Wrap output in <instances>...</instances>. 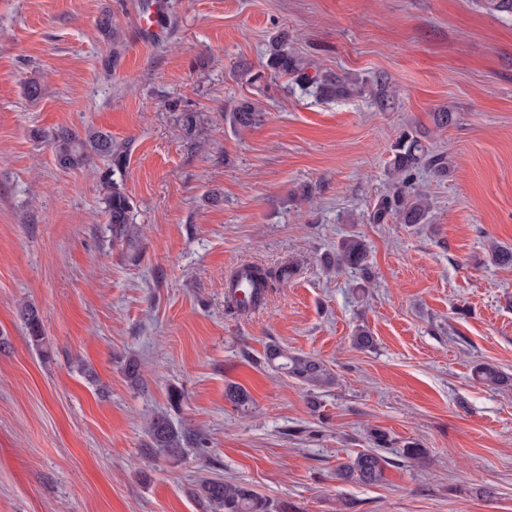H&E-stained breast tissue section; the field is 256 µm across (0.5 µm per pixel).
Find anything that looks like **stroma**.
I'll return each instance as SVG.
<instances>
[{
    "label": "stroma",
    "mask_w": 512,
    "mask_h": 512,
    "mask_svg": "<svg viewBox=\"0 0 512 512\" xmlns=\"http://www.w3.org/2000/svg\"><path fill=\"white\" fill-rule=\"evenodd\" d=\"M282 30L321 72L387 75L393 108L266 70ZM244 99L264 120L236 132L224 112ZM442 109L457 122L440 130ZM89 126L128 151L124 239L99 172L59 168L47 139ZM409 129L451 171L416 175L427 223H371ZM352 234L369 277L325 264ZM495 244L512 248L510 16L475 0H0V512H203V476L287 512H512V387L472 376L512 375V267ZM246 263L295 273L242 314L224 278ZM360 325L374 348L353 345ZM271 344L320 358L334 384L310 392L269 367ZM158 412L199 442L146 459ZM376 429L392 441L384 481L337 479ZM411 442L424 459L404 457ZM21 317L26 325L29 337L33 345L41 351H44V334L41 318L38 311L33 307H25L21 311ZM474 375L478 380L491 387L512 386V375H508L490 364L477 366Z\"/></svg>",
    "instance_id": "1"
}]
</instances>
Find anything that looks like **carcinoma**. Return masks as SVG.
<instances>
[{
    "label": "carcinoma",
    "instance_id": "cac0c4a2",
    "mask_svg": "<svg viewBox=\"0 0 512 512\" xmlns=\"http://www.w3.org/2000/svg\"><path fill=\"white\" fill-rule=\"evenodd\" d=\"M477 5L490 14L511 15L512 0H476ZM266 67L302 82L305 90L325 98H347L369 96L378 106L387 110L393 107L394 97L387 76L378 75L370 82L345 80L338 76L309 75L307 63L288 43V35L278 33L269 42ZM264 111L251 100L239 102L232 110L224 113L234 131L252 128L263 121ZM426 135L418 130L403 133L393 146L390 161V191L378 202L372 221L383 224L394 219L400 224H425L428 221L431 201L427 192L414 181L415 172L427 167L442 175L448 172L447 158L430 151L425 144ZM57 165L63 169L89 165L97 160L103 162L106 170L103 177L112 184L106 198V212L112 224V235L116 239L128 236L131 203L114 176L122 173L127 163V150L113 142L112 134L89 128L84 135L67 129L51 134ZM368 250L364 240L352 235L344 239L336 249L333 263L336 267H350L367 271ZM294 274V266L288 264L275 270L256 264H244L226 282L227 293L247 282L255 288L253 302L241 303L240 309L248 310L264 304L269 290L288 280ZM33 345L44 350V336L38 311L26 307L21 311ZM266 362L310 389L333 384L334 377L316 357L302 353H290L277 345H270L265 355ZM475 377L491 387L512 386V375H508L490 364L475 368ZM149 442L143 448L145 455L154 459L158 456L176 458L182 452V445L191 441V433L180 434L173 426L168 414L157 413L147 427ZM375 448L361 451L337 467L338 476L345 481L363 485H376L384 480L385 466L389 459L377 452L386 448L390 440L380 430L370 432ZM196 496L203 502L206 512H277L269 499L250 487L228 482L222 478H206L197 484Z\"/></svg>",
    "mask_w": 512,
    "mask_h": 512
}]
</instances>
